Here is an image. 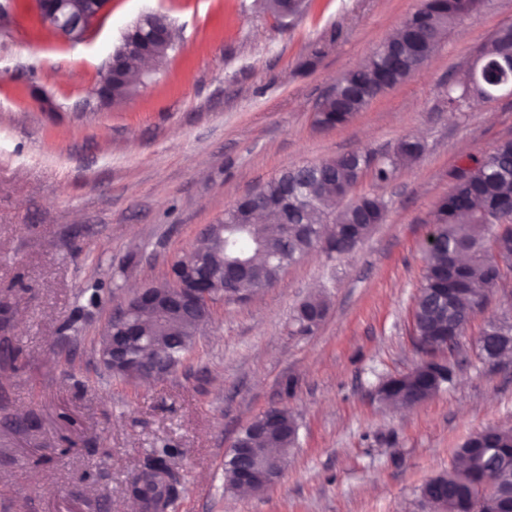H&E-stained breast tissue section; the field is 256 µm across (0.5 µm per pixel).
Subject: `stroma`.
Segmentation results:
<instances>
[{
  "label": "stroma",
  "mask_w": 512,
  "mask_h": 512,
  "mask_svg": "<svg viewBox=\"0 0 512 512\" xmlns=\"http://www.w3.org/2000/svg\"><path fill=\"white\" fill-rule=\"evenodd\" d=\"M263 3L112 0L71 42L41 27L34 0H0L11 17L0 28V512H130L127 478L151 458L181 481L174 512H434L424 483L474 433L512 428V354L490 363L477 348L489 317H512V274L439 354L451 379L436 396L410 409L376 398L423 359L413 309L437 199L467 157L512 140L511 93L448 107L449 84L512 24V0H486L422 70L329 130L315 123L320 99L421 0H306L286 27ZM147 12L170 17L175 52L131 99L89 105L113 46ZM406 137L422 154L357 188L387 209L351 257L314 249L273 287L218 303L162 379L100 365L113 305L166 281L239 198L358 148L382 158ZM313 294L327 315L297 333ZM274 405L299 425L282 476L260 493L226 490V451Z\"/></svg>",
  "instance_id": "obj_1"
}]
</instances>
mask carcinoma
<instances>
[{"label": "carcinoma", "mask_w": 512, "mask_h": 512, "mask_svg": "<svg viewBox=\"0 0 512 512\" xmlns=\"http://www.w3.org/2000/svg\"><path fill=\"white\" fill-rule=\"evenodd\" d=\"M482 0H423L416 11L402 22V29L420 35V50L430 56L441 44L448 28L461 17L480 8ZM268 11L282 20L296 16L301 7L284 6L283 0H268ZM492 70L472 83L465 75L460 81L448 86V106L460 107L467 98L483 89L490 94L512 85V76L493 71L497 62L505 56L512 57V35L492 39V48L483 53ZM143 57L128 55L123 64L124 79L115 82L114 92L121 100L130 97L135 82L142 71ZM417 68L405 67L387 56L372 61L368 66L351 69L336 79L331 95L325 97L316 111V124L323 129H334L347 124L358 112L383 94L378 84L380 73H387L394 85L410 78ZM423 145L415 139L401 140L394 155L374 163L369 156L354 151L284 171L279 177L248 193L224 213V254L211 252L206 245V257L213 263L225 260L229 263L247 261L263 247L266 259L251 266L249 278L240 285V291H256L273 286L284 270L283 259L292 264L312 248L317 239L308 236L284 241L278 237L276 224L279 216L267 213V223L249 224L241 228L234 219L241 218L252 203L266 197L280 196L300 190L308 198V204L288 214L293 224H335L347 230L346 240L334 249L338 256L352 254L370 234L374 225L383 221L386 204L373 194L354 193L366 171H371L377 183L389 181L399 166L408 163L422 153ZM512 226V140L499 143L479 157H473L460 171L458 182L435 204L432 231L425 247V273L415 298L413 324L415 334L430 336L446 316V311L435 299L438 288H455L452 314L463 321L482 313L488 290L496 287L512 271V232L494 238L490 233L493 225ZM501 250L502 260L493 258L495 250ZM482 287H476V283ZM327 311L321 298L304 301L296 311L294 321L299 331L309 332L315 327V314ZM143 330L151 338L153 354L169 370L174 372L185 354L192 349L197 327L164 325L154 313L144 308L140 315ZM502 323L496 317L488 320L483 329L482 350L479 354L500 353L498 331ZM395 391L383 398L384 402L403 403L412 401L414 393L435 395L434 383L425 365L416 366L412 373L392 379ZM298 425L288 409H283V427L280 433L270 437L256 453L257 469H262L266 454L271 448H293L297 444ZM237 449H229L224 459V483L227 488L238 487L236 475ZM465 466L454 468L429 480L422 487V496L428 498L437 510L448 501V512H455V503L462 499H476L493 493H512V429L488 427L479 440L468 439L459 450ZM135 496L142 503L144 512H168L175 507L179 492L163 462L134 472L128 479Z\"/></svg>", "instance_id": "carcinoma-1"}]
</instances>
